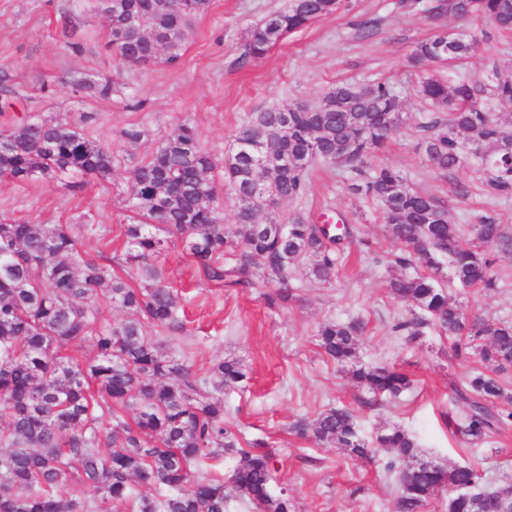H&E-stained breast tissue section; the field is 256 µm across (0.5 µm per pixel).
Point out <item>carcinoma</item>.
<instances>
[{
	"mask_svg": "<svg viewBox=\"0 0 512 512\" xmlns=\"http://www.w3.org/2000/svg\"><path fill=\"white\" fill-rule=\"evenodd\" d=\"M106 46L121 67L162 62L183 55L185 33L208 13L211 0H108ZM342 0H288V6L252 26L244 58L255 61L288 34L336 13ZM398 10L424 13L442 26L440 0H396ZM468 16L498 31H512V0H468ZM476 39L466 32L441 44L434 35L416 45L411 61L430 66L471 55ZM76 91L110 101L121 92L119 77L83 73ZM422 95L438 115L422 125V146L432 170L451 173L468 159L488 171L482 190L512 195V78L493 75L478 84L466 78L425 77ZM485 94L500 106L490 112L477 104ZM402 122L401 100L387 83L338 84L319 104L271 107L252 117L242 131L257 155L231 153L219 162L205 151L197 128L179 125L146 158L132 167L131 207L138 220L125 225V262L141 281L137 288L80 249L93 235L92 224H29L0 220V512H224L227 499L240 495L259 512H293L292 500L271 489L273 452L261 443L244 448L224 422V393L247 379L245 366L222 360L206 373L167 350L149 332L183 329L177 315L178 291L164 280L158 259L170 244L193 260L202 279L222 288H262L273 309L293 298L288 280L302 261L320 283L336 277L341 245L349 226L309 223L303 216L282 221L256 214L268 199L295 201L308 191L317 163L349 175L353 193L378 208L400 253L401 272L387 280L394 297L409 301L410 316L391 332L407 341L434 328L452 340L457 358H475L486 367L474 372L457 398L468 404L463 435L484 442L512 421V389L500 374L512 369V322L469 319L448 289L489 291L498 251L512 254V236L493 217H481L467 231L448 221V209L434 195L408 189L390 166L372 164ZM119 137L137 144L149 137L132 125ZM288 157V173L274 168ZM224 170V188L238 207L236 224L217 217L220 188L212 173ZM120 167L112 147L86 134L79 124L36 116L0 129V178L26 180L50 173H80L110 181ZM163 231L160 236L157 231ZM237 253L224 265V255ZM409 267L425 273L407 274ZM106 290L112 304L131 311L126 320H100L89 302ZM360 319L320 325L324 353L363 387L375 405L410 388L408 376L385 364L359 361ZM132 412V422L120 413ZM301 435L333 444L351 456L373 460L378 451L402 462L397 512H421L433 497L447 495L445 512H512V483L482 485L470 465L446 466L420 459L414 437L400 426L381 429L372 441L361 434L355 414L331 407L298 427ZM238 461L229 482L202 470L226 455ZM155 490L137 494L134 485Z\"/></svg>",
	"mask_w": 512,
	"mask_h": 512,
	"instance_id": "obj_1",
	"label": "carcinoma"
}]
</instances>
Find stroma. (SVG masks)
<instances>
[{"label": "stroma", "mask_w": 512, "mask_h": 512, "mask_svg": "<svg viewBox=\"0 0 512 512\" xmlns=\"http://www.w3.org/2000/svg\"><path fill=\"white\" fill-rule=\"evenodd\" d=\"M394 2L343 0L336 14L289 35L264 59L245 63L241 57L249 28L284 8L286 0H211L209 12L189 30L178 65L124 70L122 93L97 101L75 96L71 87L81 73L114 71L107 23L93 0H0V67L8 69L19 92L0 112V127L20 123L28 113L55 115L83 123L119 156L140 160L179 124L189 123L203 148L220 160L253 113L318 104L339 82L383 81L402 92L403 122L378 162L399 169L414 190L441 199L451 223L464 227L491 216L512 233V196L484 195L480 163L468 161L450 177L427 166L418 144L420 124L432 108L417 92L421 71L410 65L409 56L436 27L425 15L394 10ZM370 17L381 18L382 26L376 35L361 37L356 25ZM66 22L75 28L77 48L60 38ZM444 25L478 41L461 73L477 80L512 77V37L453 18ZM134 124L145 126L149 137L130 145L118 134ZM129 178L121 169L110 183L69 174L0 181V220L97 225L96 235L83 238L82 247L119 272L123 227L133 215ZM349 185L340 168L318 164L307 196L276 206L283 218L300 213L316 223L341 220L354 228L334 280L311 282L307 264H300L292 280L295 298L286 308L268 307L257 290L201 282L180 247H170L160 266L180 290L183 321L173 351L202 372L224 359L242 361L248 377L242 388L225 393L224 420L241 444L262 440L273 449L271 486L287 490L294 512H396L399 472L387 469L386 453L366 462L298 434L299 423L329 407L353 410L365 438H373L381 426L398 425L415 438L425 460L474 466L489 483L512 480V425L476 446L448 426L464 421L467 408L455 402L454 392L478 369V361L452 357L450 340L432 328L412 343L391 333L394 320L411 310L386 288L388 262L397 247L377 208ZM492 272L494 290L453 284L449 292L467 315L512 321V255L499 256ZM352 318L366 325L361 360L396 367L411 379L399 398L364 406L366 391L320 348V323Z\"/></svg>", "instance_id": "obj_1"}]
</instances>
